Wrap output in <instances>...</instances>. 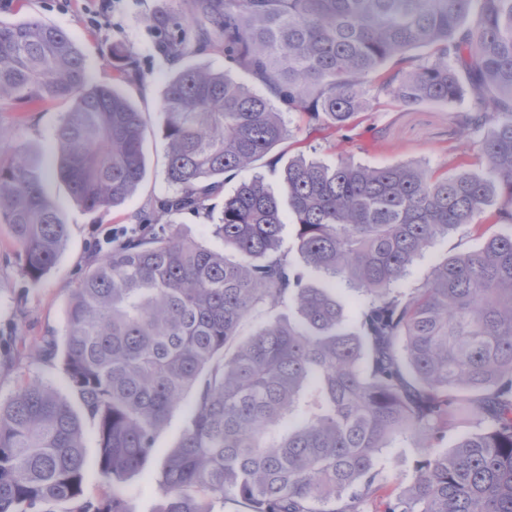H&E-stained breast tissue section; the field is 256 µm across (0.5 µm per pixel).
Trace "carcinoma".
<instances>
[{"label":"carcinoma","mask_w":512,"mask_h":512,"mask_svg":"<svg viewBox=\"0 0 512 512\" xmlns=\"http://www.w3.org/2000/svg\"><path fill=\"white\" fill-rule=\"evenodd\" d=\"M147 21L171 61L220 50L227 67L186 66L168 83L160 117L172 194L96 260L69 299L62 342L41 347L72 399L35 381L0 400V512L70 502L74 512H126L122 481L154 457L192 389L160 470L159 512H362L386 487L377 459L399 434L418 436L424 458L383 512H512V233L399 287L435 242L512 226V0H166ZM112 58V85H94L63 29L0 22V112L71 103L53 167L20 141L0 152V223L34 282L68 236L50 174L100 214L144 179V115L119 89L141 73L123 46ZM467 92L474 103L452 121L482 136L477 170L343 158L330 167L299 154L281 171L288 210L258 176L224 199L211 229L235 259L179 229L184 214L212 218L225 180L296 137L281 106L327 140L382 97L414 107ZM288 219L296 234L285 250ZM313 273L364 301L345 317ZM258 314L269 321L240 338ZM473 422L483 428L440 450ZM88 425L97 472L112 481L96 502L81 500Z\"/></svg>","instance_id":"carcinoma-1"}]
</instances>
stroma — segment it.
<instances>
[{"label": "stroma", "instance_id": "35a3bbf8", "mask_svg": "<svg viewBox=\"0 0 512 512\" xmlns=\"http://www.w3.org/2000/svg\"><path fill=\"white\" fill-rule=\"evenodd\" d=\"M162 0H112V10L97 28L88 18L97 10V0H0V20L11 22L26 16L57 25L72 35L84 55L92 83L111 84L114 69L112 47L124 45L138 60L143 80L123 85V92L144 112L147 129L144 141L146 174L124 205L99 215L84 211L71 197L65 184L51 180L48 192L62 209L68 224V239L55 266L39 281L32 282L21 271L22 260L7 225L0 223V399L14 395L34 380L51 382L62 396L70 388L60 369L45 364L40 348L47 337L62 338L64 309L71 292L91 269L96 251L107 248V237L133 223L137 215L151 213L159 198L170 191L166 180V140L158 110L163 92L176 71L156 48L157 37L146 18ZM467 101L448 105L404 107L385 100L349 134H336L333 141L318 135L277 145L274 156L288 159L295 153L315 157L328 165L339 158L374 167L411 160L426 163L439 172H454L460 162L478 164V140L462 135L451 120L453 112L467 108ZM69 106L52 103L41 111L28 113L21 128L30 151L51 158L54 133ZM381 135V148H370L373 135ZM481 235L462 231L436 242L410 267L404 287L421 285L435 262L445 256L478 249ZM194 402L186 394L173 408L166 426L157 437V454L137 474L125 479L127 512H157L164 499L156 480L169 451L179 441ZM421 459L415 437L394 440L379 464L386 475L410 482Z\"/></svg>", "mask_w": 512, "mask_h": 512}]
</instances>
